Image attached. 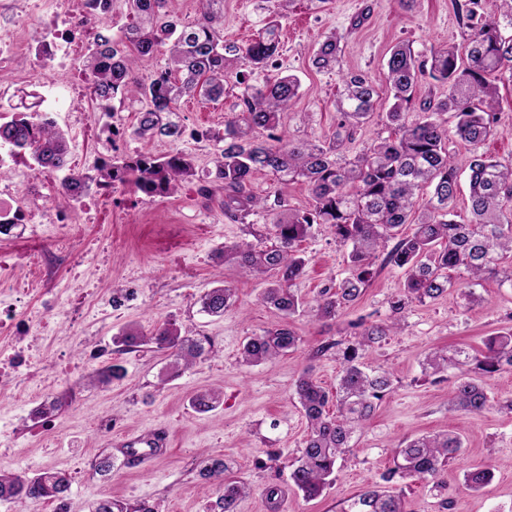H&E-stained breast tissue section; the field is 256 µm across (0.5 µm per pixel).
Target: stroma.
<instances>
[{"mask_svg": "<svg viewBox=\"0 0 512 512\" xmlns=\"http://www.w3.org/2000/svg\"><path fill=\"white\" fill-rule=\"evenodd\" d=\"M259 2L224 0L225 42L242 43L254 36ZM279 23L277 69L301 81L300 98L284 122L291 136L316 143L332 138L338 128L336 99L343 74H368L381 87L395 45L407 43L425 54L434 47L464 46L467 39L454 0H414L408 7L401 0H292ZM333 33L343 47L340 67L330 73L317 71L312 58ZM240 93L230 77L218 101L182 98V123L206 135L176 145L163 137L143 142L132 136L140 102L124 101L112 114L93 113L92 132L79 147L86 157L84 173H93L96 160L109 156L111 130L117 127L122 153L163 155L179 149L190 155L195 175L164 197L117 187L110 218L100 224L75 221L81 270L94 294L85 300L72 298L65 289L71 269L58 266L44 287L58 306L41 367L50 372L70 361L77 369L47 393L37 391L36 376L25 371L0 381V442L8 446L0 453V470L29 477L44 471L65 474L71 482L67 512H90L94 502L105 499L145 503L154 512H219L216 485L198 474L202 460L217 457L250 487L237 512H341L366 485L380 483L403 441L448 431L461 437V454L442 470L440 489L420 481L405 488L407 512H443L445 499L452 504L450 512H512V410L505 406L512 399V370L479 377L490 400L479 414L449 410L447 382H426L421 375L430 349L479 351L488 336L512 325V286L495 276L476 287V302L463 296L465 277L460 274L447 295L410 306L398 332L365 357L369 366L392 374L394 390L355 435L335 482L313 500L290 486L291 465L308 435L295 382L308 370L332 390L341 370L333 355L311 358L312 349L346 335L359 318L386 320L388 300L404 276L391 266L378 270L365 293L336 319L312 317L308 308L319 290L347 274L346 248L327 225L314 226L301 244L305 273L293 286L306 306L290 320L300 338L297 350L258 365L242 363L246 340L277 328L282 319L261 302L265 280L225 262L224 249L266 233L270 215L262 212L245 223L233 222L221 207V185H212L207 198L198 192L214 167L224 116L233 112ZM497 112L498 131L483 150L510 163V81L500 84ZM52 231L48 224H22L0 234V256H11L13 276L24 277L25 253ZM220 283L233 289V302L223 316L207 315L198 299ZM165 321L202 339L205 347L193 367L172 379L166 376V353L148 347L120 352L112 343L126 327L148 333ZM110 365L119 368L111 384L90 382L91 374ZM206 389L220 392L221 403L201 413L190 400ZM102 419L111 421V429L99 428ZM161 427L169 429L171 446L151 469L131 466L109 445L122 434L140 435ZM106 455L112 458V469L98 472L96 464ZM481 465L491 466L492 482L482 491L468 490L465 472ZM270 484L284 491L279 505H272L264 494Z\"/></svg>", "mask_w": 512, "mask_h": 512, "instance_id": "stroma-1", "label": "stroma"}]
</instances>
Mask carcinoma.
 Here are the masks:
<instances>
[{"label":"carcinoma","mask_w":512,"mask_h":512,"mask_svg":"<svg viewBox=\"0 0 512 512\" xmlns=\"http://www.w3.org/2000/svg\"><path fill=\"white\" fill-rule=\"evenodd\" d=\"M291 0H277L276 8L261 19V27L244 44L224 42V0H202L203 10L195 21L182 25L170 18L168 0H128L133 23L116 40L101 24L94 49L86 57L84 71L96 83L97 95L107 102L104 112L115 111L117 97L143 103L131 135L140 140L164 136L177 143L184 126L177 116V103L185 96H202L217 101L224 95V80L236 70L245 85L239 96V110L224 121V145L219 149L214 169L208 178L224 188L221 203L224 217L244 222L264 201L250 190L256 173H271L276 182L286 185L303 181L309 187L312 203L304 211L285 207L275 213L269 229L271 245L264 235L256 242H243L224 248V260L257 278H273L265 288L262 302L275 309L282 324L244 344L241 357L248 365L273 360L297 348L299 337L288 327L301 306L291 290L301 277L306 259L299 245L316 224H327L339 243L350 247L348 276L334 286L322 288L311 312L320 319H332L338 311L356 302L376 273L379 255L384 262L403 271L400 294L389 301L387 322L354 327L355 342L332 340L315 354L331 350L342 360L343 368L332 393L320 386L309 373L295 384V394L308 422L310 434L290 473L291 485L307 499L322 495L336 478L338 464L345 461L355 433L371 417L377 402L392 389L385 369L365 371L359 351L380 344L395 333L406 309L413 302L435 301L453 287L451 272L465 269L469 274L465 296L475 299L474 287L490 274H502L512 284V272L498 269L499 260L512 255V163L504 164L484 153L480 147L497 132L496 104L499 82L512 80V0H501L498 15L478 13V0L460 6L461 20L469 30L464 50L448 45L430 50L419 59L408 45H397L386 61V82L393 103L385 112L384 125L390 135L377 139L367 150L351 159L342 156L344 140L366 124L379 106V93L364 73L343 77V90L337 103L340 131L325 143L291 138L284 128V115L292 111L299 97L300 80L294 75L275 74L263 83L244 80V66L266 71L275 67L280 44V9ZM166 55V65L147 78L138 77L141 67L158 54ZM341 53L339 41L327 37L312 59L319 71L335 68ZM448 88L437 99L416 100L421 76ZM410 112L414 120H406ZM449 112L457 123L450 130L443 119ZM461 142L470 147L469 213L467 221L457 220L454 201L459 189V168L450 145ZM0 146L14 153L32 155L38 167L47 169L62 164L68 153L65 133L54 121L35 122L26 113H15L0 121ZM194 175L189 156L176 151L163 156L139 152L117 156L112 165L101 167L95 177L73 172L64 181L69 194L80 196L94 181L102 189L119 183L148 196L173 194L179 183ZM433 188L420 214L413 216L418 192ZM406 224L413 231L401 234ZM233 289L219 286L200 297L201 310L210 316L224 315ZM120 351L155 346L171 351L172 374L190 369L203 353L202 342L182 334L174 322H164L148 334L124 332L113 337ZM460 370L450 381L448 409L471 413L484 411L489 400L484 389L469 376L474 371L485 375L512 369V326L491 336L485 349L470 354L459 350L448 355L444 349L427 354L423 371L427 376L443 375L448 369ZM219 394L209 392L192 399L198 411H211ZM336 412L329 411V405ZM463 442L452 433L415 438L395 452L393 466L383 474L386 484L407 480H434L448 462L456 458ZM224 460L210 459L200 474L217 482L220 512H236L237 502L247 487L224 478ZM488 466L474 467L464 476L465 485L480 491L491 481ZM70 488V481L55 472L34 477L0 473V500L20 503L58 500ZM91 512H153L141 503L128 508L101 500ZM342 512H406L403 492L379 485L362 490Z\"/></svg>","instance_id":"obj_1"}]
</instances>
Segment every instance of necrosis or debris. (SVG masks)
I'll return each mask as SVG.
<instances>
[{
    "label": "necrosis or debris",
    "instance_id": "obj_1",
    "mask_svg": "<svg viewBox=\"0 0 512 512\" xmlns=\"http://www.w3.org/2000/svg\"><path fill=\"white\" fill-rule=\"evenodd\" d=\"M112 0H0V70L11 68L17 57L36 47L39 59L20 72L19 83L39 87L38 116L65 113L75 136H86L89 123L83 110L72 107L73 98L96 101L95 88L74 79L75 67L85 56L87 37L100 19L111 17ZM63 184L55 182L52 170L41 179L16 184L0 182V221L20 220L24 224H50L54 232L38 241L25 255L26 280L12 279L8 267L0 264V332L11 331L12 339L0 346V378L19 368L35 364L41 355V342L53 328V313L48 309L19 312L23 297L35 296L52 274L51 258L73 262L75 249L68 208H50V196H65Z\"/></svg>",
    "mask_w": 512,
    "mask_h": 512
}]
</instances>
